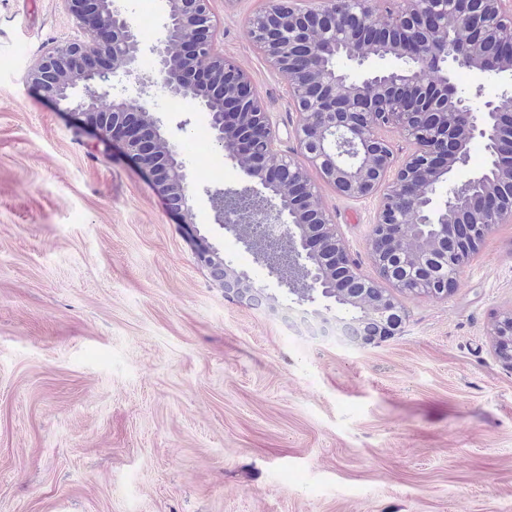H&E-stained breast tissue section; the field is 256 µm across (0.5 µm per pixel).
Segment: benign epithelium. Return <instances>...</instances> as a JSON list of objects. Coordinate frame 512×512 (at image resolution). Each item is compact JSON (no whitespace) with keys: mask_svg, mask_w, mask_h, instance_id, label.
I'll return each mask as SVG.
<instances>
[{"mask_svg":"<svg viewBox=\"0 0 512 512\" xmlns=\"http://www.w3.org/2000/svg\"><path fill=\"white\" fill-rule=\"evenodd\" d=\"M87 39L57 44L27 72V80L57 106L76 111L104 148L124 144L153 177L192 232L199 264L217 270L225 293H263L246 273L224 263L195 226L194 192L185 162L162 130L147 97L156 89L206 114L216 145L260 188L205 190L214 221L227 230L248 227L258 259L281 284L299 274L307 281L298 305L353 287L357 263L338 239L336 224L311 181L312 168L338 194L379 198L370 241L383 264L402 239L452 246L440 280L416 272L418 287L446 298L463 266L495 226L512 224V137L497 120L501 100L512 98V0H397L382 9L374 0H269L247 26L256 47L293 89L301 164L278 147L275 127L249 74L219 48L210 0H164L161 36L145 45L117 0H65ZM394 34L386 56L398 65L369 70L360 80L324 63L336 52L362 66L383 58L365 30ZM312 45L307 73L294 67L295 49ZM153 69L138 67L142 47ZM463 65L479 81L503 82L480 107L453 83ZM111 100L104 108L101 102ZM396 129L399 152L382 135ZM480 137L491 152V174H455L468 165L469 145ZM448 183L441 199L437 188ZM370 301L355 302L347 321L366 346L399 334L404 310L375 281ZM500 357L512 362V312L497 322Z\"/></svg>","mask_w":512,"mask_h":512,"instance_id":"benign-epithelium-1","label":"benign epithelium"}]
</instances>
